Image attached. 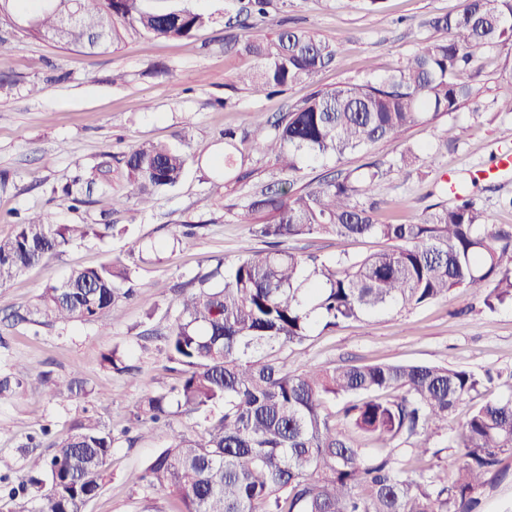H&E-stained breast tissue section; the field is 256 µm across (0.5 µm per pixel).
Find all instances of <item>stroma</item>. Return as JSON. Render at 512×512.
Instances as JSON below:
<instances>
[{"label":"stroma","instance_id":"stroma-1","mask_svg":"<svg viewBox=\"0 0 512 512\" xmlns=\"http://www.w3.org/2000/svg\"><path fill=\"white\" fill-rule=\"evenodd\" d=\"M227 0H146L151 9L187 7L211 14L213 21L183 40L153 39L126 28L118 43L90 54L34 38L0 20V238L14 230L15 218L46 212L59 224H126L124 237L89 236L64 253L0 287V373H49L61 381L78 372L88 391L76 398L35 390L0 397V458L8 460L6 483L27 484L30 471L24 446L36 438L37 451L49 454L56 438L95 407L93 394L108 400L100 414L111 430L126 425L130 411L148 391L175 384L178 373L160 350L179 286L215 265L234 259L246 246H259L241 219L250 194L278 180L273 158L244 153L249 178L214 191L217 163L224 155V130L266 121L308 99L317 89L382 75L423 43L440 38L430 19L462 7L464 0H273L266 18L255 20L250 36H273L284 26L309 31L337 48L339 61L304 84L270 97H257L237 81L255 68L253 58L230 44L241 31L224 26ZM506 49L486 52L473 72L482 93L454 117L441 114L405 133L377 143L370 151L345 154L339 167L363 172L381 162L385 177L372 199L383 221L414 222L428 206L451 202L438 171L454 173L491 223L512 225V171L503 154L512 152V113L498 111L496 98L512 94L501 77ZM455 122L459 140L440 152L437 170L407 172L396 162L409 147L436 146L440 130ZM142 142L179 147L188 157L181 183L156 195L151 209L138 210L130 198L120 157ZM108 176H101L103 168ZM93 181L94 196L125 198L112 213L87 203L70 209L61 193L73 181ZM197 224L192 238L173 244L183 225ZM297 251L323 259L360 256L380 249L375 239L314 235L291 243ZM122 261L134 270L138 293L119 320L37 326L14 320L35 302L48 283L72 270ZM126 353L128 372L102 365L112 347ZM289 370L344 362L442 364L496 379L481 389L483 399L512 394V303L488 310L472 292L451 290L447 298L401 314L384 313L369 322H348L332 330L313 326L301 343L283 351ZM470 409L461 404L448 423L433 433L422 459L403 457L410 473L449 479L459 465L449 441ZM203 419L179 413L144 428L135 442L119 440L109 460L110 477L83 512H175L177 501L165 490L143 488L138 480L162 448L169 428L199 429Z\"/></svg>","mask_w":512,"mask_h":512}]
</instances>
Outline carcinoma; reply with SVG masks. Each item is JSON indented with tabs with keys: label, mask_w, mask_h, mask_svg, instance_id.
<instances>
[{
	"label": "carcinoma",
	"mask_w": 512,
	"mask_h": 512,
	"mask_svg": "<svg viewBox=\"0 0 512 512\" xmlns=\"http://www.w3.org/2000/svg\"><path fill=\"white\" fill-rule=\"evenodd\" d=\"M228 25L251 28L271 0H233ZM0 6L39 16L38 38L73 48L108 49L130 26L151 38H189L211 21L194 10H151L144 0H78L76 15L43 0H4ZM448 37L425 44L382 76L319 89L302 104L250 130H224L223 176L246 149L274 158L285 178L250 197L244 215L251 234L271 240L217 264L198 285L181 290L169 330L160 336L168 361L181 368L178 385L145 394L134 424L158 423L172 407L203 416L193 433L171 431L147 465V489H167L179 512H474L479 496L512 454V396L474 404L453 442L462 464L447 482L412 479L397 466L400 453L420 457L429 432L448 413L490 383V373L438 364H341L288 371L279 352L299 344L313 325L333 329L384 312L401 313L465 288L494 309L512 303V227L489 222L466 194L433 205L416 222L381 221L359 199L371 194L384 170L339 172L298 192L290 176L305 163L340 160L405 131L430 114L453 115L478 96L471 72L494 48L512 46V0H466L464 8L433 20ZM103 35L95 46L91 36ZM240 50L257 61L238 82L269 96L311 79L336 62L335 47L308 31L282 29L271 38H246ZM458 141L457 126L440 130L437 150L411 147L400 169L436 164L438 150ZM136 204L175 187L188 157L161 143L132 146L122 155ZM98 234L93 224H57L47 213L23 218L0 239V286L28 268ZM310 235L374 238L385 247L360 257L317 260L281 247ZM134 271L120 261L74 270L46 285L17 319L45 326L116 320L135 294ZM25 380L0 376V395ZM345 400L343 417L327 404ZM116 438L88 414L62 434L52 456L35 455L30 471L39 505L12 512H82L108 476Z\"/></svg>",
	"instance_id": "obj_1"
}]
</instances>
